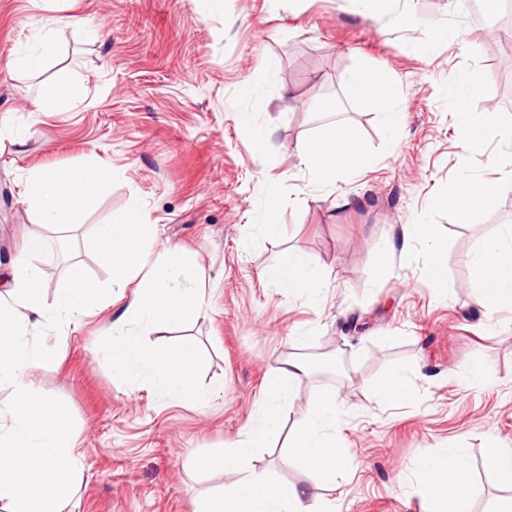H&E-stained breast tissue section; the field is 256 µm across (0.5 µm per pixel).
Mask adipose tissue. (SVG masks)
Here are the masks:
<instances>
[{
	"instance_id": "adipose-tissue-1",
	"label": "adipose tissue",
	"mask_w": 512,
	"mask_h": 512,
	"mask_svg": "<svg viewBox=\"0 0 512 512\" xmlns=\"http://www.w3.org/2000/svg\"><path fill=\"white\" fill-rule=\"evenodd\" d=\"M348 82L357 99L379 111L389 136L397 137L403 115L396 110L398 93L393 76L386 70L364 66L353 70ZM484 83L483 75L477 73L458 82V131L475 148L501 132L496 113L475 114L468 109L470 99L482 92ZM296 151L311 181L319 184L334 181L337 171L362 172L378 163L377 156L362 147L357 132L347 125L330 126L318 136L299 141ZM109 179V173L92 158L75 167L35 168L24 180L23 196L36 224L73 229L82 224L92 197ZM511 189L512 184L504 181H478L463 172L456 178L448 204L456 222L468 224L478 209ZM399 240V245L390 246L381 256L384 272L393 271L397 256L416 242L429 255L424 268L426 280L435 286L444 284L447 271L442 255L447 243L424 215L402 225ZM43 247V236L30 234L0 270V279L6 284L0 291V385L11 387L13 394L8 405L0 406V503H6L9 512H65L84 473L68 414L40 393L32 372L44 355L42 343L47 330L78 323L94 313L102 302L101 289L76 270L53 299H46L45 272L37 263ZM470 263L482 307H511L512 226L486 238L472 253ZM269 277L312 299L322 291L323 277L316 263L301 253H286ZM306 372V364L298 359L283 361L266 381L257 422L224 451L194 458L192 466L197 471L234 476L224 489L201 495L194 512H334L330 504L308 499L297 486L275 482L261 456L262 448L278 436L287 399ZM343 414L338 391H321L297 421L289 456L320 477L335 480L346 461L336 433ZM415 471L426 512H472V472L460 449L424 453L416 460Z\"/></svg>"
}]
</instances>
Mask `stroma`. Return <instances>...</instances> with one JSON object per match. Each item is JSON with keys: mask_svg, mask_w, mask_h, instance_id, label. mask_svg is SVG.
Returning a JSON list of instances; mask_svg holds the SVG:
<instances>
[{"mask_svg": "<svg viewBox=\"0 0 512 512\" xmlns=\"http://www.w3.org/2000/svg\"><path fill=\"white\" fill-rule=\"evenodd\" d=\"M74 14L99 39L67 27ZM440 16L459 37L418 54ZM50 30L57 50L43 70L14 72L17 53ZM485 30L451 0H394L380 26L344 0H0V119L27 132L20 143L0 140V260L35 229L20 197L24 171L92 156L112 178L66 248L54 251L58 235L45 231L38 263L46 297L75 267L109 282L88 240L95 225L138 201L160 240L194 256L210 302L207 315L175 333H144L150 343L200 346L203 406L113 375L100 342L125 306L121 289L79 325L49 331L34 380L78 435L85 472L76 512H193L197 496L232 476L197 473L192 458L252 425L266 377L291 356L309 373L295 385L283 435L263 451L275 479L335 501L338 512H424L413 463L454 447L473 469L474 512L507 498L481 462L490 441L512 448V310L479 306L469 257L512 225V191L470 224L435 203L462 171L512 179V145L495 136L469 148L453 120L456 78L478 70L487 81L470 111L497 113L512 127V52L487 44ZM361 65L397 82L405 121L396 138L348 90ZM63 77L82 82L86 97L38 111L42 89ZM336 123L354 127L380 162L312 183L295 147ZM255 130L267 134L259 150ZM421 212L448 240L440 288L424 277L421 245L394 274L378 264L401 225ZM289 251L323 270L319 299L267 278ZM472 359L489 370L484 385L458 379ZM391 369L415 370L416 396L389 409L373 385ZM326 388L345 401L340 436L350 460L346 479L333 483L287 457L288 431Z\"/></svg>", "mask_w": 512, "mask_h": 512, "instance_id": "1", "label": "stroma"}]
</instances>
